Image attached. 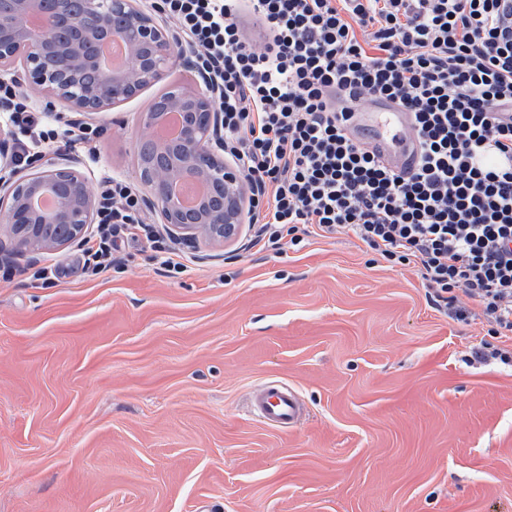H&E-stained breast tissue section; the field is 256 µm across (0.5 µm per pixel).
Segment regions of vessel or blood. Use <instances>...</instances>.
Instances as JSON below:
<instances>
[{
	"label": "vessel or blood",
	"instance_id": "1",
	"mask_svg": "<svg viewBox=\"0 0 512 512\" xmlns=\"http://www.w3.org/2000/svg\"><path fill=\"white\" fill-rule=\"evenodd\" d=\"M349 136L377 153L384 164L397 172L415 169L420 146L412 132V116L396 102L379 98L363 100L360 111L350 113ZM249 409L265 426L286 432L304 416V408L281 382L265 383L252 396Z\"/></svg>",
	"mask_w": 512,
	"mask_h": 512
}]
</instances>
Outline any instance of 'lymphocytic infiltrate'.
Masks as SVG:
<instances>
[{
	"mask_svg": "<svg viewBox=\"0 0 512 512\" xmlns=\"http://www.w3.org/2000/svg\"><path fill=\"white\" fill-rule=\"evenodd\" d=\"M502 0H152L181 32L224 114V153L250 193L248 248L344 235L415 267L435 302L476 301L492 334L512 332V23ZM258 22L248 36L241 18ZM370 95L412 115L417 168L388 169L346 132ZM0 120L25 133L18 164L49 143L95 146L101 127L48 129L0 81ZM85 273L112 266L119 240H146L167 273L184 257L159 240L130 182L99 185Z\"/></svg>",
	"mask_w": 512,
	"mask_h": 512,
	"instance_id": "obj_1",
	"label": "lymphocytic infiltrate"
}]
</instances>
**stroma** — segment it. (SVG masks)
I'll return each mask as SVG.
<instances>
[{
  "label": "stroma",
  "instance_id": "stroma-1",
  "mask_svg": "<svg viewBox=\"0 0 512 512\" xmlns=\"http://www.w3.org/2000/svg\"><path fill=\"white\" fill-rule=\"evenodd\" d=\"M174 86L203 83L174 63L95 116L96 153L44 161L138 182L140 117ZM80 249L0 279V512H512V366L470 359L512 339L477 303L457 320L344 236L202 246L173 277L133 245L90 276ZM269 380L305 403L293 430L247 410Z\"/></svg>",
  "mask_w": 512,
  "mask_h": 512
}]
</instances>
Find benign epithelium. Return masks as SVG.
I'll use <instances>...</instances> for the list:
<instances>
[{
    "instance_id": "obj_1",
    "label": "benign epithelium",
    "mask_w": 512,
    "mask_h": 512,
    "mask_svg": "<svg viewBox=\"0 0 512 512\" xmlns=\"http://www.w3.org/2000/svg\"><path fill=\"white\" fill-rule=\"evenodd\" d=\"M43 2L0 0V70L22 61L26 82L40 86L48 98L67 102L73 112H106L142 87L162 81L174 59L183 58L176 32L133 0H85L80 18L70 14L66 0H56L49 29L24 28L23 15ZM114 36L128 47L130 69L119 76L106 75L96 85L83 84L79 72L96 66L95 58L85 53V44ZM160 110L182 113L183 132L177 144L152 145V155L167 160L166 167L155 169L144 162L139 166L150 211L179 243L193 248L234 243L246 223L248 195L240 170L224 160L222 114L214 109L211 93L171 88L157 109L143 113L145 131H150ZM183 179L214 183L224 201L212 205L205 200L195 218L188 219L170 192L172 184ZM45 191L56 196V208L50 213L31 210L29 199ZM1 209L6 223L0 231L8 243L0 240V252H51L83 240L87 226L95 223L97 197L79 171L48 164L21 177L0 179Z\"/></svg>"
}]
</instances>
